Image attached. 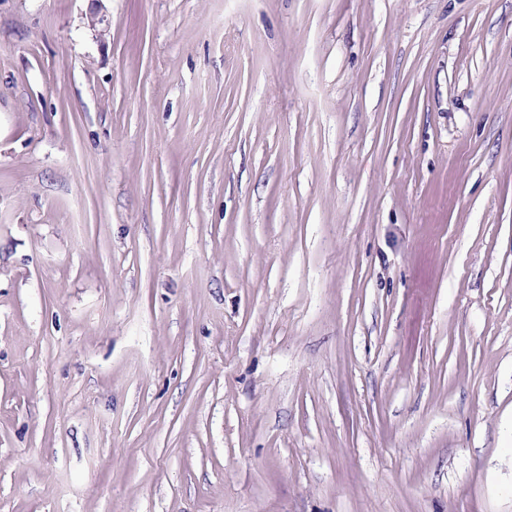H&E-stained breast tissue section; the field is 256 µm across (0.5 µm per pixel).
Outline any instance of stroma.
<instances>
[{
    "label": "stroma",
    "mask_w": 512,
    "mask_h": 512,
    "mask_svg": "<svg viewBox=\"0 0 512 512\" xmlns=\"http://www.w3.org/2000/svg\"><path fill=\"white\" fill-rule=\"evenodd\" d=\"M0 0V512H512V0Z\"/></svg>",
    "instance_id": "35a3bbf8"
}]
</instances>
